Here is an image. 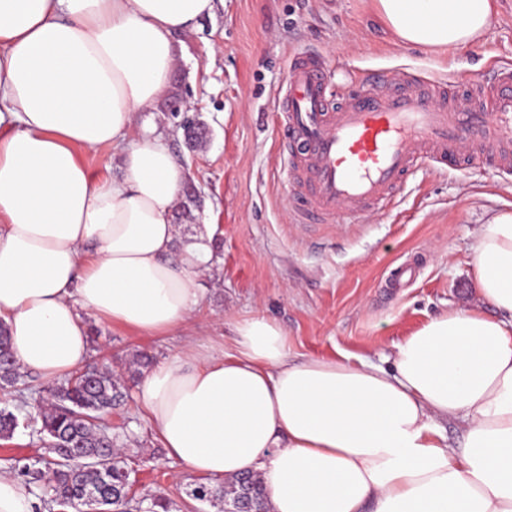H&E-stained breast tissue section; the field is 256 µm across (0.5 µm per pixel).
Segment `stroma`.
Listing matches in <instances>:
<instances>
[{
	"label": "stroma",
	"mask_w": 512,
	"mask_h": 512,
	"mask_svg": "<svg viewBox=\"0 0 512 512\" xmlns=\"http://www.w3.org/2000/svg\"><path fill=\"white\" fill-rule=\"evenodd\" d=\"M171 91L154 123L195 192L174 206L179 238L212 237L209 270L198 280L201 314L165 336H144L88 317L90 361L111 368L129 397L105 425L127 434L136 498L161 495L171 512H219L191 497L201 476L167 456L143 416L138 389L151 363L187 342L208 338L232 347L231 327L261 312L288 335L293 359L363 356L381 364L394 343L430 318L478 306L469 247L480 224L512 207V171L491 165L412 170L386 209L331 224H299L288 204V152L275 99L290 57L318 54L332 96L348 94L376 70L449 84L477 78L493 63L512 66V0H494L480 44L429 52L397 44L371 0H216L211 16L175 37ZM205 138L188 145L184 117ZM418 260L405 287L390 272ZM27 430L0 440V474L18 475L40 455Z\"/></svg>",
	"instance_id": "35a3bbf8"
}]
</instances>
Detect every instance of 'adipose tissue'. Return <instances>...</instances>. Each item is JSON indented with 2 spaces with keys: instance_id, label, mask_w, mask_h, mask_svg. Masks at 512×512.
<instances>
[{
  "instance_id": "adipose-tissue-1",
  "label": "adipose tissue",
  "mask_w": 512,
  "mask_h": 512,
  "mask_svg": "<svg viewBox=\"0 0 512 512\" xmlns=\"http://www.w3.org/2000/svg\"><path fill=\"white\" fill-rule=\"evenodd\" d=\"M400 43H476L493 0H375ZM214 0H0V321L23 369L54 381L90 355L84 315L149 336L202 304L210 236L176 243L184 169L148 116L174 36ZM109 147L120 176L78 150ZM492 315L451 308L395 343L393 364L290 360L255 314L234 348L207 339L153 364L142 408L168 455L212 478L258 476L269 512H512V210L470 247ZM452 421L463 445L442 428Z\"/></svg>"
}]
</instances>
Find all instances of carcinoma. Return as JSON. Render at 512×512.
<instances>
[{"instance_id": "carcinoma-1", "label": "carcinoma", "mask_w": 512, "mask_h": 512, "mask_svg": "<svg viewBox=\"0 0 512 512\" xmlns=\"http://www.w3.org/2000/svg\"><path fill=\"white\" fill-rule=\"evenodd\" d=\"M22 384L24 373L12 353L8 328L0 323V437L10 438L35 422L10 409ZM43 390L53 399L40 413L37 428L47 454L25 467L26 484L43 491L49 512H136L130 471L117 449L121 435L102 426L124 398L112 371L91 367ZM190 495L222 503L221 512H268L265 489L255 476L214 486L199 483Z\"/></svg>"}]
</instances>
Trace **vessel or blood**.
Wrapping results in <instances>:
<instances>
[{
  "mask_svg": "<svg viewBox=\"0 0 512 512\" xmlns=\"http://www.w3.org/2000/svg\"><path fill=\"white\" fill-rule=\"evenodd\" d=\"M275 106L306 189L291 196L301 224L376 210L424 164L512 167V68L467 82L453 99L441 84L374 73L333 106L321 57L297 52Z\"/></svg>",
  "mask_w": 512,
  "mask_h": 512,
  "instance_id": "1",
  "label": "vessel or blood"
}]
</instances>
